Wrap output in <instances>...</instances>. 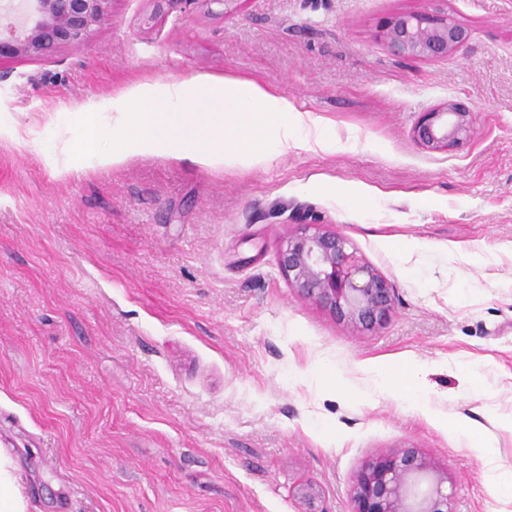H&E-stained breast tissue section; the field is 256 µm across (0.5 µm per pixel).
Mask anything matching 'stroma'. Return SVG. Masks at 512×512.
<instances>
[{
    "instance_id": "obj_1",
    "label": "stroma",
    "mask_w": 512,
    "mask_h": 512,
    "mask_svg": "<svg viewBox=\"0 0 512 512\" xmlns=\"http://www.w3.org/2000/svg\"><path fill=\"white\" fill-rule=\"evenodd\" d=\"M429 7L112 0L81 48L0 63V451L27 512H350L362 463L399 447L447 471L456 512H512L487 484L512 470V0H448L471 31L448 57L390 53L380 24ZM191 77L274 90L338 147L248 170L142 152L58 172L53 137L78 108ZM449 101L471 108L470 140L423 149L414 125ZM314 218L390 281L385 321L354 327L290 287L278 245ZM406 241L427 249L401 261ZM377 361L418 365L461 429L373 392ZM323 363L339 388L299 377Z\"/></svg>"
}]
</instances>
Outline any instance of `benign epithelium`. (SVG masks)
<instances>
[{
	"label": "benign epithelium",
	"mask_w": 512,
	"mask_h": 512,
	"mask_svg": "<svg viewBox=\"0 0 512 512\" xmlns=\"http://www.w3.org/2000/svg\"><path fill=\"white\" fill-rule=\"evenodd\" d=\"M112 0H0V62L40 58L83 45L109 14ZM381 37L397 57H446L466 45L471 32L440 8L388 17ZM472 131L471 109L450 101L423 113L413 138L430 151H448ZM281 242L278 266L304 298L338 319L369 328L393 307L394 288L348 242L330 232L309 231ZM448 473L419 450L403 447L366 461L352 481L351 512H455Z\"/></svg>",
	"instance_id": "benign-epithelium-1"
}]
</instances>
